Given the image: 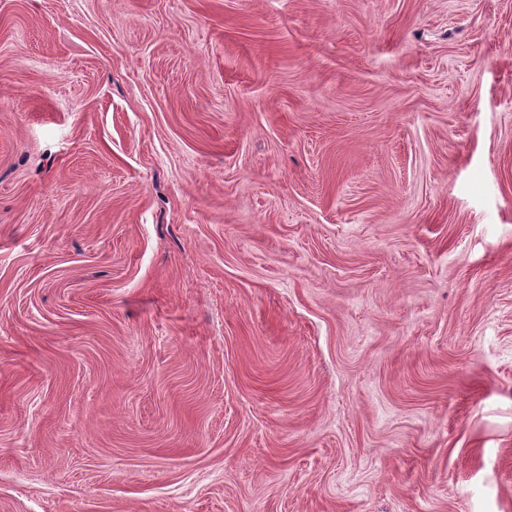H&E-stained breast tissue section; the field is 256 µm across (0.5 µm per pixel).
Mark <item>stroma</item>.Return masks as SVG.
<instances>
[{
    "label": "stroma",
    "mask_w": 512,
    "mask_h": 512,
    "mask_svg": "<svg viewBox=\"0 0 512 512\" xmlns=\"http://www.w3.org/2000/svg\"><path fill=\"white\" fill-rule=\"evenodd\" d=\"M0 512H512V0H0Z\"/></svg>",
    "instance_id": "1"
}]
</instances>
